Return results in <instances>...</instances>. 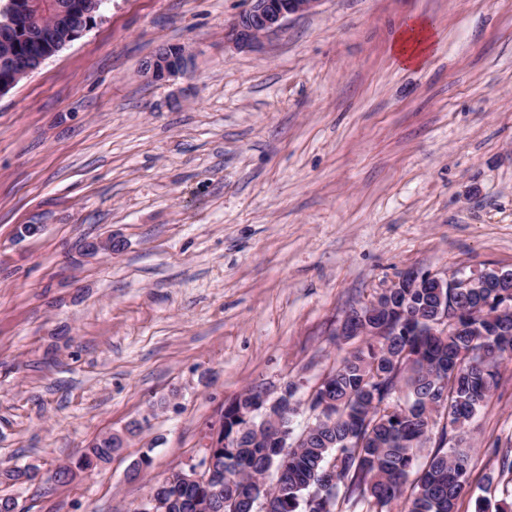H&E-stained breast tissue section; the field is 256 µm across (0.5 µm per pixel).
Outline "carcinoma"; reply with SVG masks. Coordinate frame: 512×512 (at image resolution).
I'll return each mask as SVG.
<instances>
[{
  "label": "carcinoma",
  "mask_w": 512,
  "mask_h": 512,
  "mask_svg": "<svg viewBox=\"0 0 512 512\" xmlns=\"http://www.w3.org/2000/svg\"><path fill=\"white\" fill-rule=\"evenodd\" d=\"M28 2L31 25L60 38L84 24L59 19L64 0ZM27 52L21 35L0 41V82L13 79L5 62ZM498 286L493 280L467 294L450 288L442 297L435 288H402L394 308L360 307L364 345L326 375L308 406L323 420L307 426L285 455L273 442L292 439L302 401L281 428L264 429L250 411L254 391L234 398L219 436L228 444L215 449L224 512H256L252 489L269 473L274 483L263 485V512H336L340 501L365 512H389L394 503L399 512H461L472 492L471 456L452 442L466 435L498 388L500 366L512 361V308L497 297ZM439 411L445 422L438 429ZM433 439L435 450L421 457ZM122 446L120 436H104L79 464L106 462ZM207 491L180 469L152 488L169 502L168 512H201Z\"/></svg>",
  "instance_id": "cac0c4a2"
}]
</instances>
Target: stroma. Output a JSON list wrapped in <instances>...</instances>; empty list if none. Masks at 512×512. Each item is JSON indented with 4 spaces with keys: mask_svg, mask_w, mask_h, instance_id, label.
<instances>
[{
    "mask_svg": "<svg viewBox=\"0 0 512 512\" xmlns=\"http://www.w3.org/2000/svg\"><path fill=\"white\" fill-rule=\"evenodd\" d=\"M246 7L104 0L0 96V495L25 512H134L243 389L310 394L361 345L345 312L406 271L512 270V0H320L256 51L224 41ZM413 15L437 29L416 68L390 53ZM163 44L194 66L148 82ZM500 374L463 442L464 512L512 488ZM145 417L109 463L50 481Z\"/></svg>",
    "mask_w": 512,
    "mask_h": 512,
    "instance_id": "stroma-1",
    "label": "stroma"
}]
</instances>
